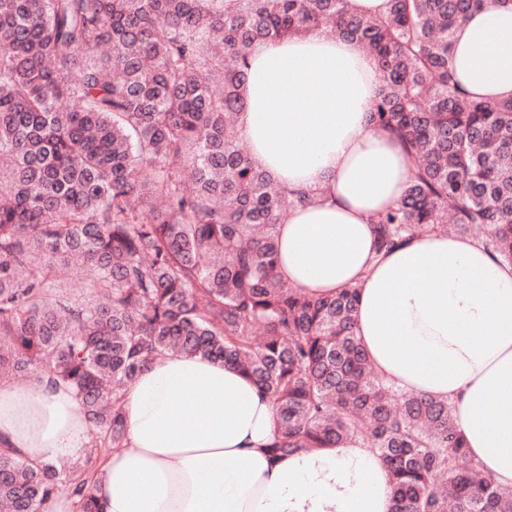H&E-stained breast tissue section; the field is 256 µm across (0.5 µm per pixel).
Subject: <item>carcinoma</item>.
<instances>
[{
  "instance_id": "1",
  "label": "carcinoma",
  "mask_w": 512,
  "mask_h": 512,
  "mask_svg": "<svg viewBox=\"0 0 512 512\" xmlns=\"http://www.w3.org/2000/svg\"><path fill=\"white\" fill-rule=\"evenodd\" d=\"M512 0H0V377L76 393L94 448H120L123 389L169 352L239 368L274 400L268 452L362 438L391 512H512V489L468 453L448 401L380 376L354 333L355 287L311 296L278 272L277 226L306 199L257 168L234 133L249 51L329 27L376 57L373 120L409 159L374 219L377 249L423 229L485 231L512 265V100H475L448 66L469 15ZM222 90L216 92L215 81ZM80 102L65 112L63 99ZM74 263L93 301L53 287ZM76 477L0 447V506L42 512Z\"/></svg>"
}]
</instances>
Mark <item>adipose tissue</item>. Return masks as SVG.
Returning <instances> with one entry per match:
<instances>
[{"mask_svg": "<svg viewBox=\"0 0 512 512\" xmlns=\"http://www.w3.org/2000/svg\"><path fill=\"white\" fill-rule=\"evenodd\" d=\"M462 90L512 99V8L460 24ZM382 72L358 42L315 31L257 44L238 129L252 163L308 202L278 226L281 276L314 295L358 286L354 332L395 387L447 400L486 477L512 487V265L440 233L378 251L372 221L410 177L372 119ZM126 439L100 464L101 512H389L388 472L363 441L273 457V400L238 369L180 353L123 390ZM86 416L47 377L0 382V445L40 463L77 457Z\"/></svg>", "mask_w": 512, "mask_h": 512, "instance_id": "ef3b65f1", "label": "adipose tissue"}]
</instances>
